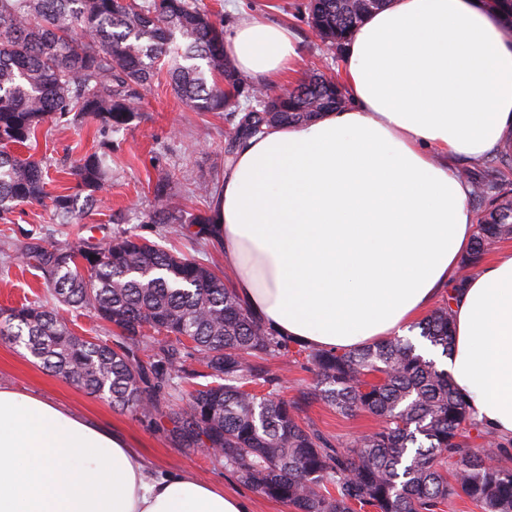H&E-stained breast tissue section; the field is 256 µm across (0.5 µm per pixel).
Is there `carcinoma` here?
Wrapping results in <instances>:
<instances>
[{"instance_id": "obj_1", "label": "carcinoma", "mask_w": 512, "mask_h": 512, "mask_svg": "<svg viewBox=\"0 0 512 512\" xmlns=\"http://www.w3.org/2000/svg\"><path fill=\"white\" fill-rule=\"evenodd\" d=\"M389 2L307 0L304 9L322 47L338 54ZM163 67L186 111L226 113V165L263 130L312 122L347 104L342 86L321 72L286 91L241 78L224 52V23L198 0H0V220L45 197V166L21 149L49 119H91L104 134L99 150L69 167L74 185L52 197L62 218L94 208L111 180L110 136L141 111ZM511 169L512 143L479 170L463 172L476 232L457 288L494 245L512 237V188L504 179ZM150 222L174 236L198 224L203 244L218 235L215 213L187 214L168 180L154 186ZM20 258L36 261L58 303L93 310L120 330L121 341L78 336L55 309L35 303L0 313L1 336L139 418L152 417L170 391L190 385L186 407L173 417L174 438L185 448L209 449L256 493L292 512H441L460 494L482 512H512V467L488 464L487 449L471 444L467 433L479 426L465 398L448 370L410 340L393 337L353 351L301 345L313 388L288 401L265 360L290 352V340L199 261L136 235L66 249L33 238ZM415 328L430 349L451 355L449 303ZM200 377L209 382H196ZM309 399L367 414L377 428L354 447L333 446L300 422Z\"/></svg>"}]
</instances>
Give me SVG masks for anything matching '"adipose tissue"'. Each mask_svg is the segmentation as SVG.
Instances as JSON below:
<instances>
[{
  "label": "adipose tissue",
  "mask_w": 512,
  "mask_h": 512,
  "mask_svg": "<svg viewBox=\"0 0 512 512\" xmlns=\"http://www.w3.org/2000/svg\"><path fill=\"white\" fill-rule=\"evenodd\" d=\"M259 83L297 73L288 27L224 39ZM345 108L249 139L217 222L237 296L279 335L349 351L404 336L441 294L448 371L473 419L512 445V251L453 291L475 231L456 162L512 139V25L486 0H390L352 34ZM0 512H253L249 498L152 470L118 432L0 386Z\"/></svg>",
  "instance_id": "adipose-tissue-1"
}]
</instances>
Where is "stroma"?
I'll return each instance as SVG.
<instances>
[{
  "instance_id": "35a3bbf8",
  "label": "stroma",
  "mask_w": 512,
  "mask_h": 512,
  "mask_svg": "<svg viewBox=\"0 0 512 512\" xmlns=\"http://www.w3.org/2000/svg\"><path fill=\"white\" fill-rule=\"evenodd\" d=\"M302 2L199 0L201 7L223 20L228 29L250 14H261L287 24L301 41L302 72L336 73L340 59L322 50L306 14L300 9ZM227 130L223 115L185 111L166 78H159L140 114L128 127L112 136L109 161L112 182L102 192L101 204L64 224L56 216L51 201L53 195L68 185L61 170L98 150L101 136L97 124L90 120L78 125L45 123L39 131L34 154L43 159L48 169V196L39 203L17 206L8 220H0V310L35 301L58 307L60 319L77 335L103 340L115 337L112 324L98 319L93 312L57 306L44 285L42 272L20 259L21 247L33 238L65 249L79 241L96 246L112 237L132 233L161 242L169 251L195 258L217 274H224V257L215 244L200 248L186 235L162 239L161 225L149 223L148 215L155 183L168 176L174 178L175 189L186 210L195 213L211 209V202L197 194L196 185L223 174ZM267 365L273 373L282 376L285 398H296L311 383L312 375L301 356L275 357L269 359ZM0 385L49 398L74 413L110 426L155 465L250 496L254 512H291L285 503L253 493L206 449L181 447L171 434L172 423L167 413L145 419L114 409L106 399L49 373L23 348L1 338ZM302 419L332 443L353 441L374 425L371 417L346 415L319 400L306 406Z\"/></svg>"
}]
</instances>
